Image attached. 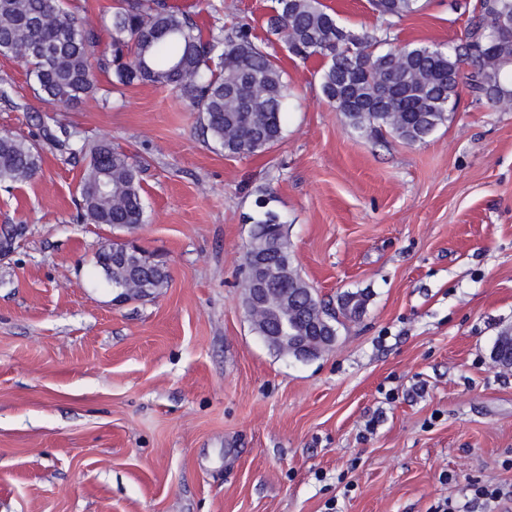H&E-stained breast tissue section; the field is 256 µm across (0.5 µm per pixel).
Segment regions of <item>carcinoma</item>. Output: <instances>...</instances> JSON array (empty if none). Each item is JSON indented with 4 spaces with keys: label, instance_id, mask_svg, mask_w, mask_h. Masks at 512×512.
Masks as SVG:
<instances>
[{
    "label": "carcinoma",
    "instance_id": "cac0c4a2",
    "mask_svg": "<svg viewBox=\"0 0 512 512\" xmlns=\"http://www.w3.org/2000/svg\"><path fill=\"white\" fill-rule=\"evenodd\" d=\"M380 24L358 33L341 25L322 0H276L266 20V32L283 41L302 60L318 57L321 89L327 102L355 131L390 132L409 144L424 142L457 109L459 85H466L474 102L512 92V28H500L501 16L512 18V0H476L465 4L466 35L455 45H401L396 29L421 8V0H368ZM92 29L77 23L74 0H0V55L26 51L27 74L34 94L51 107H69L97 92L106 101L116 85L148 83L169 87L202 117L204 127L227 156L258 155L282 139V105L288 84L277 59L257 44L241 26L215 25L203 36L194 19L164 0H116L112 13L110 57L100 66L112 70L111 87L94 80ZM263 96L244 111L230 96L253 84ZM43 137L86 158L73 204L89 224H144L139 169L125 151L103 139L76 147L66 129L43 126ZM35 143L0 134V186L17 187L40 169ZM258 244L274 240L291 261L288 238L279 215L267 209L252 219ZM112 276L126 281L128 297L142 295L145 285L156 289L168 280L161 261L129 273L112 266ZM288 295L301 311L292 329L302 335L305 325L327 323L362 312L360 293H346L331 310L288 266ZM271 308L251 315L254 332L266 335Z\"/></svg>",
    "mask_w": 512,
    "mask_h": 512
}]
</instances>
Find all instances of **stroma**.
I'll list each match as a JSON object with an SVG mask.
<instances>
[{"mask_svg":"<svg viewBox=\"0 0 512 512\" xmlns=\"http://www.w3.org/2000/svg\"><path fill=\"white\" fill-rule=\"evenodd\" d=\"M401 42L464 34L451 0H422ZM107 51L113 0H79ZM273 0H194L251 27L285 72L283 133L229 157L168 87L134 84L49 112L24 62L0 56V133L37 142L40 171L0 187V512H512V112L461 94L425 143L354 131L325 100L317 58L269 38ZM106 139L141 167L148 221H77L83 158L42 139ZM267 200L294 267L325 303L366 298L302 362L269 349L243 308L250 216ZM162 255L168 282L113 305L95 255L114 240ZM374 431H366L368 421Z\"/></svg>","mask_w":512,"mask_h":512,"instance_id":"stroma-1","label":"stroma"}]
</instances>
